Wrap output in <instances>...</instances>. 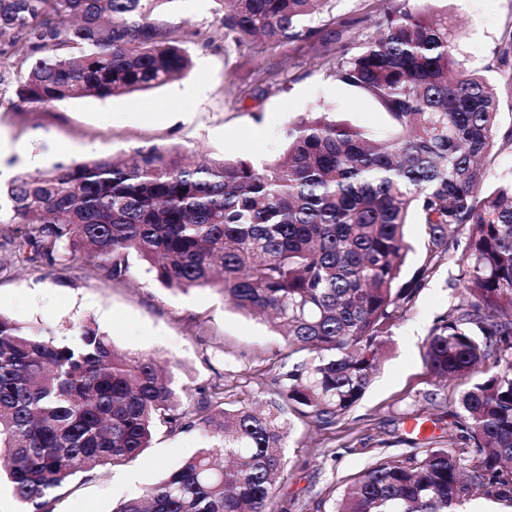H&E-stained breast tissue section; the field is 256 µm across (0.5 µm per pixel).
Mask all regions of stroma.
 I'll return each mask as SVG.
<instances>
[{"label": "stroma", "instance_id": "35a3bbf8", "mask_svg": "<svg viewBox=\"0 0 512 512\" xmlns=\"http://www.w3.org/2000/svg\"><path fill=\"white\" fill-rule=\"evenodd\" d=\"M389 5L329 0L299 35L266 45L225 34L218 0H165L151 17L183 38L190 69L142 92L0 112V135L12 145L10 172L47 171L60 162L126 156L154 145L208 160L261 163L277 154L290 123L324 107L338 120L385 135L388 115L331 71L338 57L370 38ZM432 7L453 16L461 59L494 84L500 126L512 128V60L496 54L512 37V0H434ZM168 112L186 118L172 125L164 118ZM128 266L118 281L81 260L54 268L18 264L0 248V314L65 342L80 325L92 324L118 350L174 365L180 394L192 400L217 390L238 405L271 398L289 350L266 319L233 309L213 290H168L137 255ZM455 270L453 261L440 262L393 327L373 384L349 413L326 430L292 419L274 512H334L349 480L376 459H403L431 441L447 445L448 411L460 384L436 383L426 338L453 302L448 277ZM200 444L199 430H160L153 447L129 465L71 480L54 512H112Z\"/></svg>", "mask_w": 512, "mask_h": 512}]
</instances>
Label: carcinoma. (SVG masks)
I'll use <instances>...</instances> for the list:
<instances>
[{"label": "carcinoma", "instance_id": "1", "mask_svg": "<svg viewBox=\"0 0 512 512\" xmlns=\"http://www.w3.org/2000/svg\"><path fill=\"white\" fill-rule=\"evenodd\" d=\"M224 33L279 43L328 0H220ZM34 42L15 102L47 107L160 87L189 70L146 0H0V44ZM448 13L393 0L375 35L336 60V80L392 123L376 138L325 110L288 127L260 166L138 148L22 173L0 191V247L50 267L89 257L112 279L137 254L169 290L210 288L237 310L269 312L289 354L278 398L258 412L214 398L192 409L171 370L118 351L90 324L60 343L0 315V479L25 512H53L80 475L119 468L161 427L204 442L143 496L113 512H271L288 414L327 428L363 398L378 355L442 258L454 302L430 330L427 365L459 380L453 414L465 456L426 448L382 457L335 512H459L472 490L512 501V178L485 184L500 101L457 58ZM426 254L406 270L412 218Z\"/></svg>", "mask_w": 512, "mask_h": 512}]
</instances>
